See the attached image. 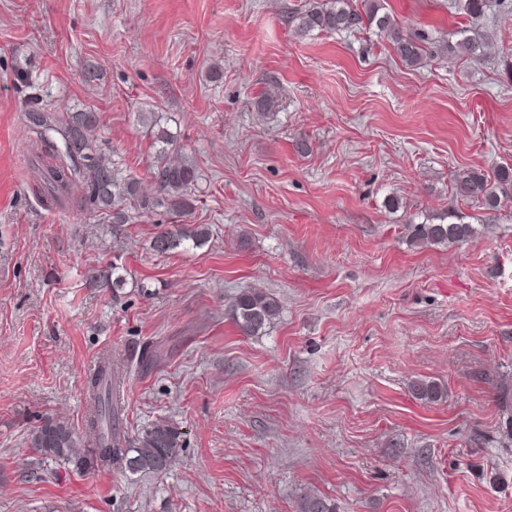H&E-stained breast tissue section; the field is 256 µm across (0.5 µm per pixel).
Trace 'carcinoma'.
<instances>
[{"label":"carcinoma","mask_w":512,"mask_h":512,"mask_svg":"<svg viewBox=\"0 0 512 512\" xmlns=\"http://www.w3.org/2000/svg\"><path fill=\"white\" fill-rule=\"evenodd\" d=\"M385 0H309L293 15L297 31L307 35L313 31L337 32L376 28L391 43L395 56L408 66L418 65L426 54L422 39L404 33L394 16L385 11ZM457 8L472 19L484 13V0H458ZM487 44L484 34L474 28L452 47V51L476 58ZM25 127L36 136L40 152L31 161L38 199L46 206L64 207L75 201L90 205L101 219L113 225L112 235L121 227L155 208L164 207L178 215L191 208L190 190L199 179L197 167L174 158L177 139L170 130L152 121L149 124L152 143L157 147L151 169L156 193L148 197L139 182L122 173L105 158L93 133L98 118L89 110L62 112L39 100L32 101L24 114ZM457 191L475 198L488 208L499 204L487 177L477 171L460 173ZM475 229L470 224H416L413 241L421 246L463 243ZM209 237V229L200 224L188 228L174 224L158 232L154 250L164 253L185 241L199 247ZM233 319L246 336L262 334L279 314L278 303L261 291L245 290L231 305ZM118 369L112 361L103 364L87 381L92 414L84 430L78 434L63 422L47 417L31 434L30 447L44 455L62 460L78 469H113L128 472L162 474L168 471L182 450V436L169 421L160 419L130 440L119 429L121 406L114 393ZM419 399L434 401L441 388L420 380L411 387ZM299 512H335V507L316 492L302 497Z\"/></svg>","instance_id":"cac0c4a2"}]
</instances>
